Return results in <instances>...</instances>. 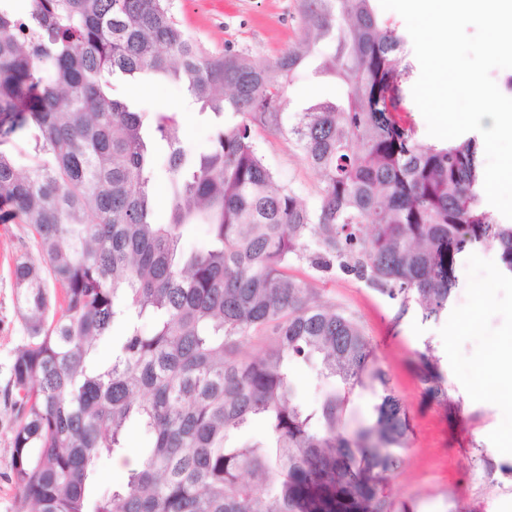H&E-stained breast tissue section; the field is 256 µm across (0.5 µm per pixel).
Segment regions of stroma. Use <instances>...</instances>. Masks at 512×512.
Here are the masks:
<instances>
[{"mask_svg":"<svg viewBox=\"0 0 512 512\" xmlns=\"http://www.w3.org/2000/svg\"><path fill=\"white\" fill-rule=\"evenodd\" d=\"M173 11L206 51L230 46L260 65L301 41L297 0H173ZM319 63V55L311 54L289 83L285 124L312 103L335 98L336 79L320 73ZM112 93L142 112L148 128L155 113H176L182 141L196 151L209 145L221 123L237 121L232 114L218 121L199 113L183 88L152 74L116 81ZM255 142L280 183L316 206L319 178L301 160L291 135L261 128ZM29 241L24 225L0 223V389L24 341L12 271ZM290 272L358 320L407 408L411 432L404 463L387 484L391 512H512V454L504 446L512 435V398L479 382L492 368V345L512 339V274L503 272L497 251L475 245L460 255L448 310L435 321L414 310L399 315L396 303L341 270L317 273L296 262ZM428 347L445 379L441 402L428 397L418 377L419 355ZM15 423L14 412L0 403V512H15L9 478Z\"/></svg>","mask_w":512,"mask_h":512,"instance_id":"obj_1","label":"stroma"}]
</instances>
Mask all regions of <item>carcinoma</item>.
I'll return each mask as SVG.
<instances>
[{
  "mask_svg": "<svg viewBox=\"0 0 512 512\" xmlns=\"http://www.w3.org/2000/svg\"><path fill=\"white\" fill-rule=\"evenodd\" d=\"M303 48L258 65L209 53L171 0H0V211L37 255L13 277L25 341L0 396L16 411L15 512H390L409 418L357 320L318 302L291 260L342 272L425 320L448 308L459 255L475 244L512 273V224L486 209L476 138L423 144L403 123L413 73L374 0H298ZM340 84L290 129L320 177L304 205L263 163L255 127L278 131L286 87L314 51ZM182 84L201 109L242 117L203 152L159 112L171 218L154 221L156 160L116 76ZM32 142L23 169L7 146ZM202 224L196 248L182 228ZM112 341L99 362L94 343ZM421 382L446 397L431 351ZM314 364L322 401L295 400L290 365ZM371 419L344 432L355 388ZM261 421L267 437L238 434ZM140 461L101 489L98 468Z\"/></svg>",
  "mask_w": 512,
  "mask_h": 512,
  "instance_id": "1",
  "label": "carcinoma"
}]
</instances>
